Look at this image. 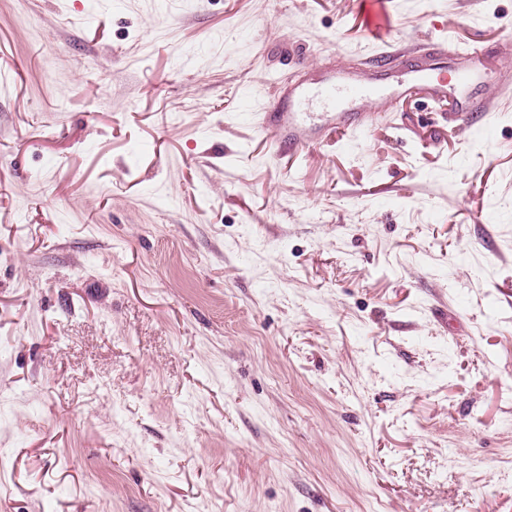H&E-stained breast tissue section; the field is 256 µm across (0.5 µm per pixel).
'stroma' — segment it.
<instances>
[{"label":"stroma","instance_id":"35a3bbf8","mask_svg":"<svg viewBox=\"0 0 512 512\" xmlns=\"http://www.w3.org/2000/svg\"><path fill=\"white\" fill-rule=\"evenodd\" d=\"M0 0V512H512V105L279 156L295 64L512 0ZM359 11L367 36L382 38L391 32V14L386 0H360Z\"/></svg>","mask_w":512,"mask_h":512}]
</instances>
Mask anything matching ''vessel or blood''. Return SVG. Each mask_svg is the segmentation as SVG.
I'll list each match as a JSON object with an SVG mask.
<instances>
[{"instance_id":"obj_1","label":"vessel or blood","mask_w":512,"mask_h":512,"mask_svg":"<svg viewBox=\"0 0 512 512\" xmlns=\"http://www.w3.org/2000/svg\"><path fill=\"white\" fill-rule=\"evenodd\" d=\"M359 16L367 36L380 38L392 30L386 0H359ZM488 57L480 43L461 49L431 42L413 49L408 70L398 76L381 61L325 78L310 74L265 104L259 124L272 134L278 150L293 154L321 144L329 133L340 135L373 125L377 119L373 101L420 96L447 103L449 123L472 127L488 120L500 99L512 95V68H488ZM312 102L322 107L323 118L307 115Z\"/></svg>"}]
</instances>
